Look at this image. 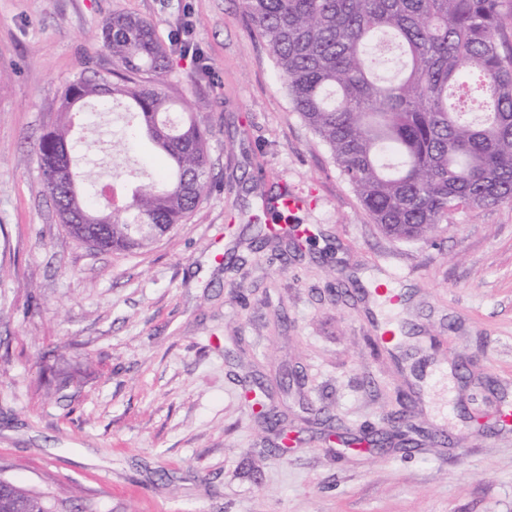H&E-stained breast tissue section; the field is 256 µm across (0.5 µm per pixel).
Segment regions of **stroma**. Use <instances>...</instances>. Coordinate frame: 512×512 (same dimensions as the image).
<instances>
[{
	"mask_svg": "<svg viewBox=\"0 0 512 512\" xmlns=\"http://www.w3.org/2000/svg\"><path fill=\"white\" fill-rule=\"evenodd\" d=\"M115 13L199 58L166 87L207 142L211 191L151 246L99 251L70 235L37 146L66 87L113 81ZM125 105L74 115L76 173L126 195L159 177ZM130 141L113 155L109 138ZM309 200L315 245L258 237L260 199ZM393 271L402 355L379 348L359 288ZM301 442L281 453L242 391ZM412 395L420 449L358 454L328 431L386 428ZM512 203L460 208L427 239L382 234L292 108L241 0H0V478L55 512H512Z\"/></svg>",
	"mask_w": 512,
	"mask_h": 512,
	"instance_id": "obj_1",
	"label": "stroma"
}]
</instances>
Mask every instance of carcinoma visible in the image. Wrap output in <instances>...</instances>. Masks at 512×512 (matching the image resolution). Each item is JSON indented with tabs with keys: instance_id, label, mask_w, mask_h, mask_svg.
Here are the masks:
<instances>
[{
	"instance_id": "carcinoma-1",
	"label": "carcinoma",
	"mask_w": 512,
	"mask_h": 512,
	"mask_svg": "<svg viewBox=\"0 0 512 512\" xmlns=\"http://www.w3.org/2000/svg\"><path fill=\"white\" fill-rule=\"evenodd\" d=\"M268 45L293 110L329 148L363 210L394 240L427 238L462 205L512 203V0H242ZM101 37L118 81L107 87L81 78L64 104L102 105L105 91L129 101L131 134H145L167 155L172 176L162 187L139 184L130 201L113 200L112 223L101 225L100 250L131 251L185 223L209 187L210 130L192 113L170 118L163 91L177 41L154 27L114 14ZM67 129L38 145L50 195L61 153L71 154ZM99 179L78 192L90 211ZM391 419L379 438L418 445ZM0 512H50L45 496L16 487Z\"/></svg>"
}]
</instances>
